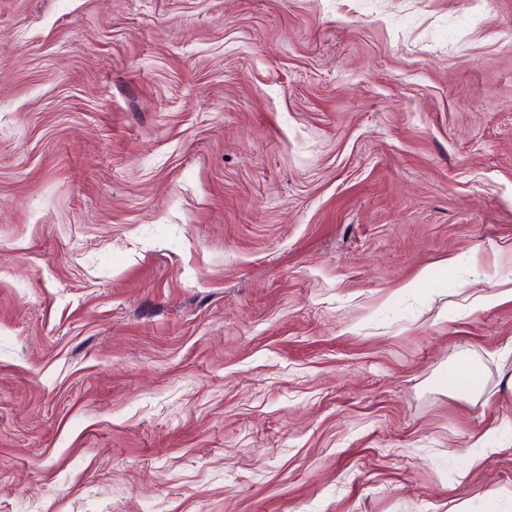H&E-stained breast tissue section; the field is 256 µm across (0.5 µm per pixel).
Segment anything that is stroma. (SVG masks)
<instances>
[{
	"instance_id": "stroma-1",
	"label": "stroma",
	"mask_w": 512,
	"mask_h": 512,
	"mask_svg": "<svg viewBox=\"0 0 512 512\" xmlns=\"http://www.w3.org/2000/svg\"><path fill=\"white\" fill-rule=\"evenodd\" d=\"M508 30L0 0V512H512Z\"/></svg>"
}]
</instances>
